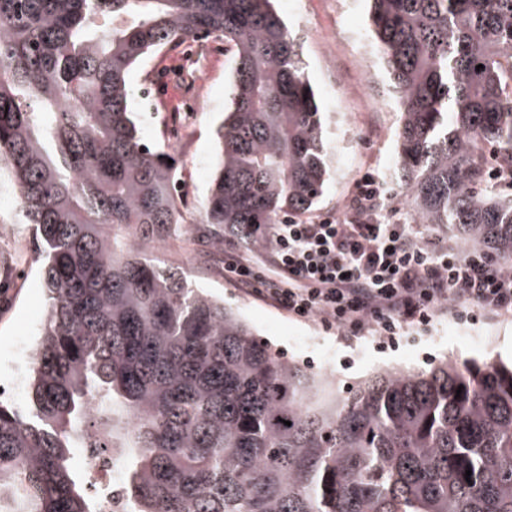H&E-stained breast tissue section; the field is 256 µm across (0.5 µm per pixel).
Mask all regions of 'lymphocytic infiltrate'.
Masks as SVG:
<instances>
[{"mask_svg": "<svg viewBox=\"0 0 512 512\" xmlns=\"http://www.w3.org/2000/svg\"><path fill=\"white\" fill-rule=\"evenodd\" d=\"M390 201L381 176L366 174L346 218L291 217L258 229L268 276L228 251L224 277L348 341L369 333L391 344L445 312L472 324L512 315V272L485 249H461L418 225L381 218Z\"/></svg>", "mask_w": 512, "mask_h": 512, "instance_id": "f902f5d3", "label": "lymphocytic infiltrate"}]
</instances>
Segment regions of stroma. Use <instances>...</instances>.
I'll list each match as a JSON object with an SVG mask.
<instances>
[{
	"label": "stroma",
	"instance_id": "obj_1",
	"mask_svg": "<svg viewBox=\"0 0 512 512\" xmlns=\"http://www.w3.org/2000/svg\"><path fill=\"white\" fill-rule=\"evenodd\" d=\"M275 7L302 50L305 73L324 111L322 135L331 172L314 216L344 213L361 176L389 177L394 165L399 114L381 96L386 86L370 37L363 0H276ZM236 67L231 46L220 40L189 39L145 58L130 73L139 100L145 140H166L175 150L181 198L196 213L211 181L215 130L224 119ZM204 100L199 112L185 101ZM212 229L186 224L175 244L155 255L183 269L193 287L223 297L284 356L312 371L347 383L387 365L424 370L450 357L464 364L487 358L512 360V318L457 324L439 317L429 331H414L396 346L380 347L368 336L347 343L316 322L288 315L224 278V246ZM46 311L38 254L8 177L0 178V387L11 388L18 340L36 336Z\"/></svg>",
	"mask_w": 512,
	"mask_h": 512
}]
</instances>
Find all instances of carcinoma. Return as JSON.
Returning a JSON list of instances; mask_svg holds the SVG:
<instances>
[{"label":"carcinoma","mask_w":512,"mask_h":512,"mask_svg":"<svg viewBox=\"0 0 512 512\" xmlns=\"http://www.w3.org/2000/svg\"><path fill=\"white\" fill-rule=\"evenodd\" d=\"M368 15L413 223L512 272V196L488 190L512 167V0H368ZM201 32L237 66L192 223L253 245L247 226L314 210L329 179L272 0H0V169L50 298L27 409L0 399V512H97L82 448L121 455L132 512H512V363L386 368L341 392L151 254L187 217L129 75Z\"/></svg>","instance_id":"1"}]
</instances>
